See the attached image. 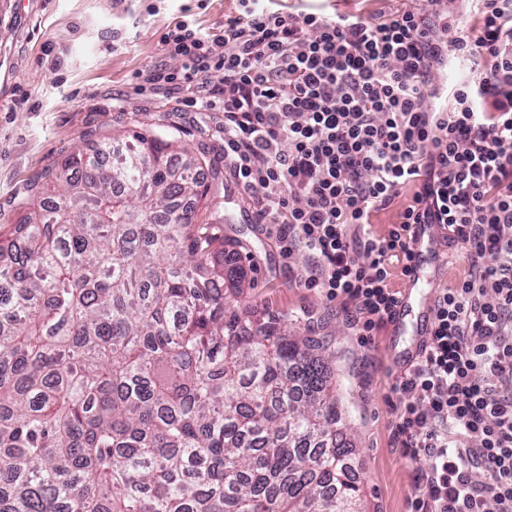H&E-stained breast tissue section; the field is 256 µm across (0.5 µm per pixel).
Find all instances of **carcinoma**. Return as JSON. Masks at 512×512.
Wrapping results in <instances>:
<instances>
[{"label": "carcinoma", "instance_id": "carcinoma-1", "mask_svg": "<svg viewBox=\"0 0 512 512\" xmlns=\"http://www.w3.org/2000/svg\"><path fill=\"white\" fill-rule=\"evenodd\" d=\"M176 132L69 155L0 237V512H364L331 355L224 295Z\"/></svg>", "mask_w": 512, "mask_h": 512}]
</instances>
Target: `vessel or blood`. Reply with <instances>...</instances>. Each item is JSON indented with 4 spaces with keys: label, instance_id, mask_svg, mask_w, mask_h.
Here are the masks:
<instances>
[{
    "label": "vessel or blood",
    "instance_id": "vessel-or-blood-1",
    "mask_svg": "<svg viewBox=\"0 0 512 512\" xmlns=\"http://www.w3.org/2000/svg\"><path fill=\"white\" fill-rule=\"evenodd\" d=\"M446 231L439 224L414 227L413 261L406 278L407 290L400 297L393 322L399 332L430 336L439 286L446 276L447 257L437 245Z\"/></svg>",
    "mask_w": 512,
    "mask_h": 512
}]
</instances>
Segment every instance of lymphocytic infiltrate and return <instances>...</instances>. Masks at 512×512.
<instances>
[{
	"mask_svg": "<svg viewBox=\"0 0 512 512\" xmlns=\"http://www.w3.org/2000/svg\"><path fill=\"white\" fill-rule=\"evenodd\" d=\"M236 2L214 33L178 21L164 44L179 68L145 82L222 106L225 169L283 256L307 253L301 282L352 310L364 342L399 300L390 258L410 260L415 224L446 227L469 271L441 291L394 385L395 439L427 462L408 512H512V0H473L477 27L453 38L448 0L375 22ZM477 58L486 69L440 102V73ZM407 187L387 235L367 233Z\"/></svg>",
	"mask_w": 512,
	"mask_h": 512,
	"instance_id": "lymphocytic-infiltrate-1",
	"label": "lymphocytic infiltrate"
}]
</instances>
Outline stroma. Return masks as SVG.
Instances as JSON below:
<instances>
[{"mask_svg":"<svg viewBox=\"0 0 512 512\" xmlns=\"http://www.w3.org/2000/svg\"><path fill=\"white\" fill-rule=\"evenodd\" d=\"M403 0H283L289 11L379 17ZM235 0H0V235H9L45 171L105 137L136 130L160 134L176 127L182 146L205 148L224 165V115L184 103V91L142 88L156 65L178 68L164 36L183 15L205 32L223 28ZM209 192L202 221L223 220L247 243L240 265L249 284L243 298L269 314H288L300 334L324 337L350 414L365 512H407L424 459L405 456L394 437L404 366L392 338L380 328L363 343L349 312L299 283L308 259H283L276 239L259 224L250 196L224 174Z\"/></svg>","mask_w":512,"mask_h":512,"instance_id":"35a3bbf8","label":"stroma"}]
</instances>
